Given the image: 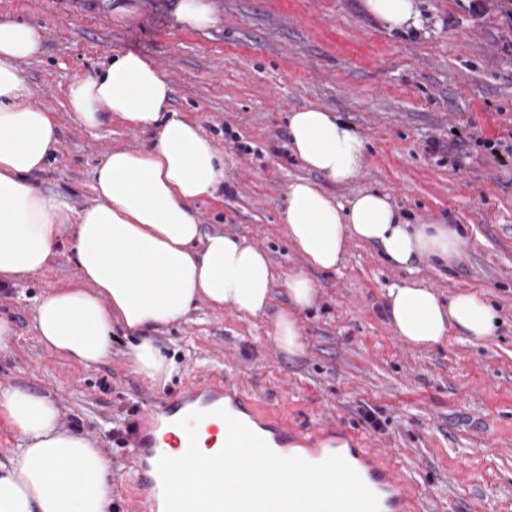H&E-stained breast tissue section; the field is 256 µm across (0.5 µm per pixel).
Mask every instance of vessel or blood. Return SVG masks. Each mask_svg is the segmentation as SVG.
<instances>
[{
  "mask_svg": "<svg viewBox=\"0 0 512 512\" xmlns=\"http://www.w3.org/2000/svg\"><path fill=\"white\" fill-rule=\"evenodd\" d=\"M240 407V398L224 387L208 395L192 390L146 410V419L166 417L168 448L160 450L154 434L147 429L131 442V456L138 464L136 482L146 493L145 498L138 501L142 512H153L160 488L173 487L177 476L188 465L176 450L180 447L192 450L194 442L181 439L176 429L180 417L190 411L209 419L210 435L219 437L224 448L226 465L220 471L224 512H244L239 489L246 484L248 473L235 466L234 461L248 437L240 422L229 415L230 410ZM250 412L268 424L267 455H274L282 442L306 434L287 412H272L258 405L252 406ZM277 478L286 486L305 485L306 490L285 503L273 496L266 498L264 512H403L409 498L407 484L400 472L368 448H350L335 453L305 474L284 468L279 470Z\"/></svg>",
  "mask_w": 512,
  "mask_h": 512,
  "instance_id": "1",
  "label": "vessel or blood"
}]
</instances>
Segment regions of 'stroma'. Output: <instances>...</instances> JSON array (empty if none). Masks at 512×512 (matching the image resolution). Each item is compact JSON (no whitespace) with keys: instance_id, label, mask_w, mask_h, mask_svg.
<instances>
[{"instance_id":"35a3bbf8","label":"stroma","mask_w":512,"mask_h":512,"mask_svg":"<svg viewBox=\"0 0 512 512\" xmlns=\"http://www.w3.org/2000/svg\"><path fill=\"white\" fill-rule=\"evenodd\" d=\"M177 0H0V19L40 28L43 53L22 62V106L54 114L58 149L37 176L75 210L96 201L93 172L115 149L150 147L154 134L113 119L87 129L70 117L73 78L134 52L160 66L171 111L195 120L224 155V187L196 203L203 232L220 231L264 251L273 286L263 313L197 302L154 338L177 371L162 384L128 367V339L113 325L111 353L84 367L48 349L35 326L45 293L72 287V233L49 272L0 290L13 333L0 344V386L53 398L62 430L91 439L108 459L112 512H134L140 492L115 422L140 424L159 404L208 379L228 378L246 397L288 408L299 423H332L363 436L408 483L419 512H512V163L484 146L512 145V21L498 10L472 19L459 0H418L422 28L391 31L364 0H209L214 26L189 30ZM306 106L334 112L366 142L362 171L332 184L289 147L288 116ZM478 135L480 143L470 142ZM467 141L469 159L433 152L431 141ZM323 184L339 202L389 195L408 223L459 224L465 258L390 264L372 244L350 240L336 269L309 266L288 240L290 186ZM307 275L317 291L297 312L303 349H281L274 329L288 308L287 282ZM421 281L441 299L483 291L500 326L494 339L450 338L431 348L400 339L385 312L387 288ZM374 409L372 427L361 414Z\"/></svg>"}]
</instances>
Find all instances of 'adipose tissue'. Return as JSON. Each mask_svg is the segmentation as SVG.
Masks as SVG:
<instances>
[{"mask_svg":"<svg viewBox=\"0 0 512 512\" xmlns=\"http://www.w3.org/2000/svg\"><path fill=\"white\" fill-rule=\"evenodd\" d=\"M365 7L388 28L420 26L415 0H365ZM41 52L37 27L0 20V285L44 274L61 233L73 230L80 282L41 297L35 311L40 339L89 367L109 356L108 331L120 324L133 338L126 353L132 371L153 384L167 382L175 363L155 344L154 331L185 318L200 300L249 315L263 311L271 293L269 260L242 240L203 233L195 205L223 186L224 157L198 123L168 110L167 76L134 53L75 78L67 89L70 115L88 129L121 118L155 131L152 145L108 154L95 170L96 202L81 212L65 194L38 187L34 178L56 149L58 125L51 113L18 102L29 92L19 64ZM288 132L292 151L329 182L351 181L364 164L363 138L332 112H292ZM285 222L289 240L321 270L335 269L353 238L379 246L389 262L404 267L420 256L446 264L464 256L460 228L408 223L377 191L345 207L317 184L296 182ZM315 294L305 275L289 278L290 305L275 323L276 340L288 353L302 349L294 313ZM387 311L398 336L418 346L439 344L453 331L485 341L499 325L481 292L463 291L445 303L419 282L389 288ZM0 410L18 440L16 452L0 462V512H109V462L92 440L58 429L54 399L2 387ZM180 428L198 441L191 470L179 482L182 499L192 512H224L223 488L207 481L222 457L220 446L208 445L197 420L184 419Z\"/></svg>","mask_w":512,"mask_h":512,"instance_id":"adipose-tissue-1","label":"adipose tissue"}]
</instances>
